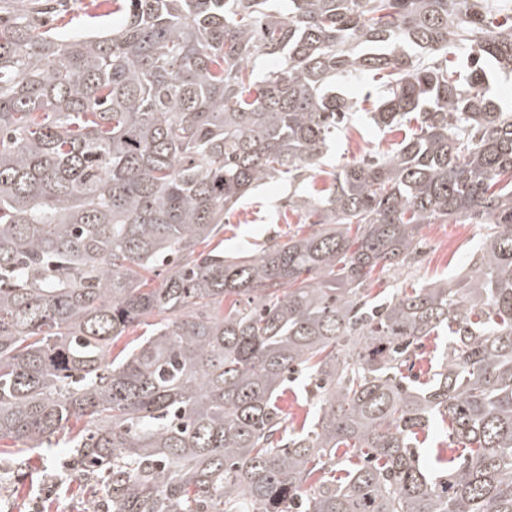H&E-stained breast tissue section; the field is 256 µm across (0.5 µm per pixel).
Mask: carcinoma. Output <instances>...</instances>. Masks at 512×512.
<instances>
[{
    "mask_svg": "<svg viewBox=\"0 0 512 512\" xmlns=\"http://www.w3.org/2000/svg\"><path fill=\"white\" fill-rule=\"evenodd\" d=\"M60 2L0 0V441L66 438L114 512H512V0H97L85 31ZM366 73L396 150L289 198L320 228L224 256V213L319 165ZM450 220L484 229L466 273L367 299ZM444 343L445 336H440L439 339H434V336H432L430 339L424 342L425 352L427 353L426 357L420 363H417L416 367L413 370V372L418 375V379L420 382L425 383L426 381H428L432 371L430 370V358H432L434 354L437 355L439 352H441ZM436 349L437 353H434ZM295 394L298 396V402ZM280 405L285 412L289 413V417L291 415L295 418L296 422L302 420L308 411H310V415L313 412L312 406L305 405L302 390L296 384L289 383L288 392L282 397Z\"/></svg>",
    "mask_w": 512,
    "mask_h": 512,
    "instance_id": "cac0c4a2",
    "label": "carcinoma"
}]
</instances>
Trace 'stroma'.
Here are the masks:
<instances>
[{
	"label": "stroma",
	"mask_w": 512,
	"mask_h": 512,
	"mask_svg": "<svg viewBox=\"0 0 512 512\" xmlns=\"http://www.w3.org/2000/svg\"><path fill=\"white\" fill-rule=\"evenodd\" d=\"M401 134L378 129L368 118L359 121L336 138L323 158L326 171L359 160L365 154L389 150L400 142ZM291 189L286 179L277 177L242 199L224 216V253L236 255L246 250L258 252L271 239L286 240L296 230L310 232L302 216L287 212ZM477 224H432L422 231L418 256L410 266L383 273L367 289L370 295L388 296L401 289L447 279L464 270L480 241ZM72 455L68 448H43L0 455V512H110L104 495L106 483L100 478L64 480L63 473Z\"/></svg>",
	"instance_id": "35a3bbf8"
}]
</instances>
